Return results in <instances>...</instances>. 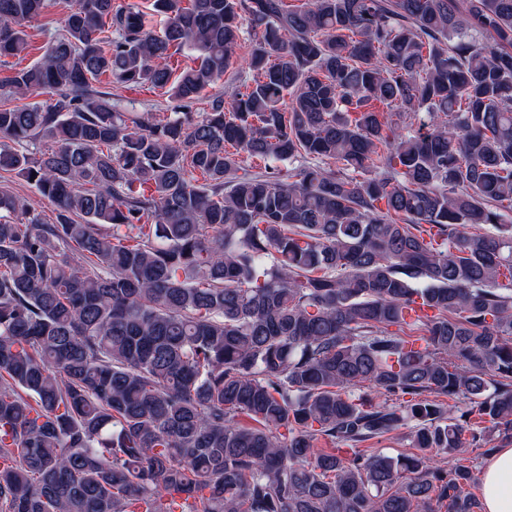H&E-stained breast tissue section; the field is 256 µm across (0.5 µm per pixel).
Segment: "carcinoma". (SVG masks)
Masks as SVG:
<instances>
[{
  "label": "carcinoma",
  "instance_id": "obj_1",
  "mask_svg": "<svg viewBox=\"0 0 512 512\" xmlns=\"http://www.w3.org/2000/svg\"><path fill=\"white\" fill-rule=\"evenodd\" d=\"M153 8L73 0L0 83L55 95L0 105V512H482L427 452L512 445V0ZM234 64L161 119L93 85ZM238 85V75L235 65L231 67L225 74L224 78L213 86L206 88L200 95V98L190 109L191 112H201L207 107V101L214 94L224 93L229 96L234 90V87ZM228 99V98H227ZM12 190L20 197L26 198L32 205L47 216H52L53 206L35 192L34 188L23 180L15 179L11 184ZM366 448H373L375 453H382L387 456H397L401 453L412 450L411 443L406 429H400L390 435L365 443Z\"/></svg>",
  "mask_w": 512,
  "mask_h": 512
}]
</instances>
